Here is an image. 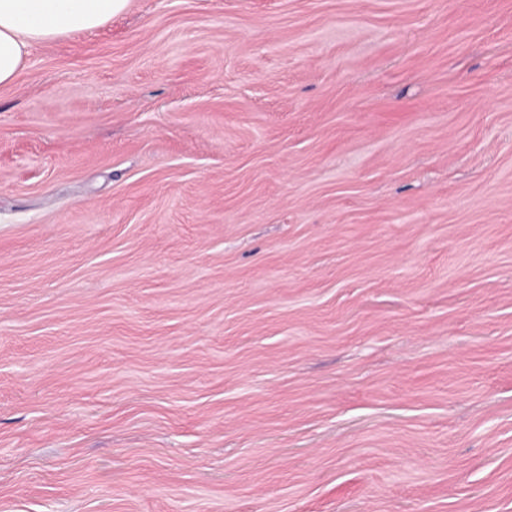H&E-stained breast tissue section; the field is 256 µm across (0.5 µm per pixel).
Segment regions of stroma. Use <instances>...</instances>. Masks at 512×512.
Here are the masks:
<instances>
[{
    "instance_id": "obj_1",
    "label": "stroma",
    "mask_w": 512,
    "mask_h": 512,
    "mask_svg": "<svg viewBox=\"0 0 512 512\" xmlns=\"http://www.w3.org/2000/svg\"><path fill=\"white\" fill-rule=\"evenodd\" d=\"M0 512H512V0H132L39 46Z\"/></svg>"
}]
</instances>
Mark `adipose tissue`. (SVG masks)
<instances>
[{
	"instance_id": "ef3b65f1",
	"label": "adipose tissue",
	"mask_w": 512,
	"mask_h": 512,
	"mask_svg": "<svg viewBox=\"0 0 512 512\" xmlns=\"http://www.w3.org/2000/svg\"><path fill=\"white\" fill-rule=\"evenodd\" d=\"M131 0H0V87L14 83L31 50L94 31L125 12Z\"/></svg>"
}]
</instances>
